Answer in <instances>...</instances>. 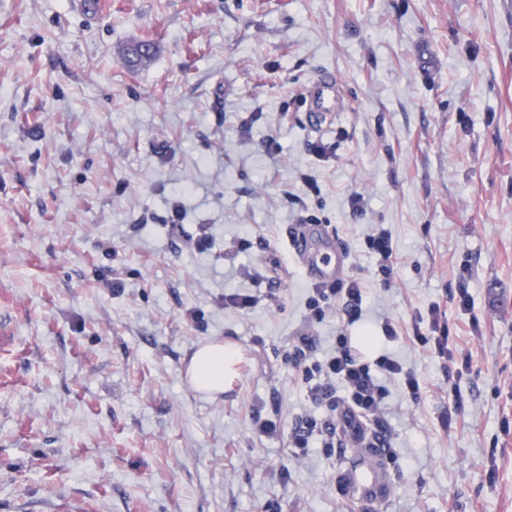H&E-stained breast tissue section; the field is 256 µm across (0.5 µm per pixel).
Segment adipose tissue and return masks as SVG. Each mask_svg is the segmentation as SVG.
<instances>
[{"instance_id":"adipose-tissue-1","label":"adipose tissue","mask_w":512,"mask_h":512,"mask_svg":"<svg viewBox=\"0 0 512 512\" xmlns=\"http://www.w3.org/2000/svg\"><path fill=\"white\" fill-rule=\"evenodd\" d=\"M235 350L222 341L200 345L191 357L187 378L192 387L209 396L223 393L232 380Z\"/></svg>"}]
</instances>
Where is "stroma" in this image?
Masks as SVG:
<instances>
[{"label": "stroma", "instance_id": "1", "mask_svg": "<svg viewBox=\"0 0 512 512\" xmlns=\"http://www.w3.org/2000/svg\"><path fill=\"white\" fill-rule=\"evenodd\" d=\"M137 41L155 52L130 69ZM323 71L346 110L315 131L305 91ZM302 201L365 282L363 321L335 304L308 320L289 245ZM379 228L386 282L363 246ZM258 271L274 298L225 307ZM435 303L473 368L450 379L394 344L423 390L389 386L375 512H512V0H0V512H360L336 477L367 449L293 456L252 408L278 405L287 428L327 416L285 362L300 332L319 360ZM215 339L236 375L210 399L187 367ZM364 243L368 254L375 259L381 271L389 275L396 259V251L391 235L381 229L368 235Z\"/></svg>", "mask_w": 512, "mask_h": 512}]
</instances>
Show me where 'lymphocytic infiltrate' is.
Listing matches in <instances>:
<instances>
[{
  "instance_id": "obj_1",
  "label": "lymphocytic infiltrate",
  "mask_w": 512,
  "mask_h": 512,
  "mask_svg": "<svg viewBox=\"0 0 512 512\" xmlns=\"http://www.w3.org/2000/svg\"><path fill=\"white\" fill-rule=\"evenodd\" d=\"M365 285L354 276L331 284H316L306 300L308 316L323 318L331 301L342 304L348 322L362 318ZM386 342L409 339L442 363L445 374L462 376L472 369V355L450 348L448 314L439 304H432L426 316L403 325L386 318L380 325ZM316 339L304 334L286 355L295 369L304 395L312 404L338 413V421H322L314 416L302 418L286 432L288 445L295 455L307 454L309 448L330 450L342 443L368 448H386L390 440L378 424L390 395L388 381H396L403 396L418 399L422 384L417 374L408 369L393 352L384 351L368 359L349 345L346 337L336 339L335 349L323 360L313 357Z\"/></svg>"
}]
</instances>
